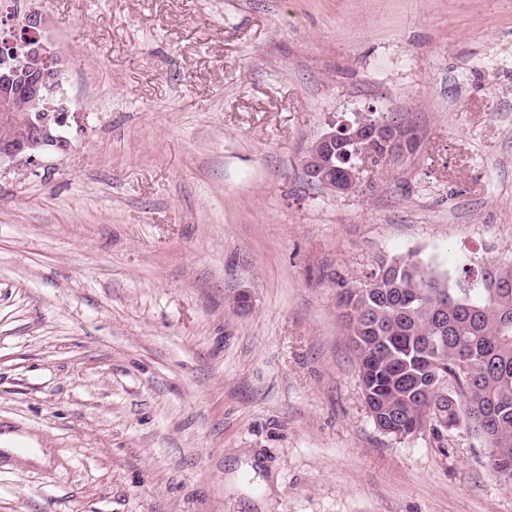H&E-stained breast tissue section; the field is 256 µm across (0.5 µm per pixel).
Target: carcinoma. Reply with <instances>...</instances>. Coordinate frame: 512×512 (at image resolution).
Wrapping results in <instances>:
<instances>
[{
  "instance_id": "1",
  "label": "carcinoma",
  "mask_w": 512,
  "mask_h": 512,
  "mask_svg": "<svg viewBox=\"0 0 512 512\" xmlns=\"http://www.w3.org/2000/svg\"><path fill=\"white\" fill-rule=\"evenodd\" d=\"M21 104L0 128L25 123ZM382 259L360 288L336 275L341 317L358 362L369 369L368 406L393 421L465 423L493 469L512 468V267L486 268L481 282L450 287L420 262Z\"/></svg>"
}]
</instances>
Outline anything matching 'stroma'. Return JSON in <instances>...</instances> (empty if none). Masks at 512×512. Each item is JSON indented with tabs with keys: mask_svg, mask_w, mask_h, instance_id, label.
Listing matches in <instances>:
<instances>
[{
	"mask_svg": "<svg viewBox=\"0 0 512 512\" xmlns=\"http://www.w3.org/2000/svg\"><path fill=\"white\" fill-rule=\"evenodd\" d=\"M71 149L0 164V512H512L467 425L381 432L337 307L378 260L512 266V0H0ZM415 147L302 159L356 113ZM356 127L348 121L336 127L330 125L329 130L324 132L311 146L305 159L304 170L308 180L323 186L333 192L348 194L345 183L351 186L360 185L364 182V172L373 169L374 159L386 162L400 158L409 150L413 139L402 129L394 126L384 119H376L367 116L365 120L357 119ZM362 141L363 148H355L346 144V158L344 163L347 167L342 168L344 173V184L340 185L336 180L341 181L342 173L336 170V145L338 143ZM376 152L378 155H376Z\"/></svg>",
	"mask_w": 512,
	"mask_h": 512,
	"instance_id": "1",
	"label": "stroma"
}]
</instances>
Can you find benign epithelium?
<instances>
[{
    "instance_id": "obj_1",
    "label": "benign epithelium",
    "mask_w": 512,
    "mask_h": 512,
    "mask_svg": "<svg viewBox=\"0 0 512 512\" xmlns=\"http://www.w3.org/2000/svg\"><path fill=\"white\" fill-rule=\"evenodd\" d=\"M13 47L14 60H0V107L14 105L12 91L19 87L28 111L23 129L0 130V163L21 161L34 164L49 156L63 154L71 148L65 131L68 125L69 98L63 84L64 60L52 48L47 34V20L38 11H30L21 21V34L7 39ZM363 142V148L346 153L344 182L360 185L364 172L373 168V161L397 159L409 150L413 139L402 129L384 119L370 116L365 120L330 125L311 146L304 170L308 180L333 192L345 194L336 182V145ZM376 427L385 434L405 438L420 432L418 426L386 425L370 412Z\"/></svg>"
}]
</instances>
